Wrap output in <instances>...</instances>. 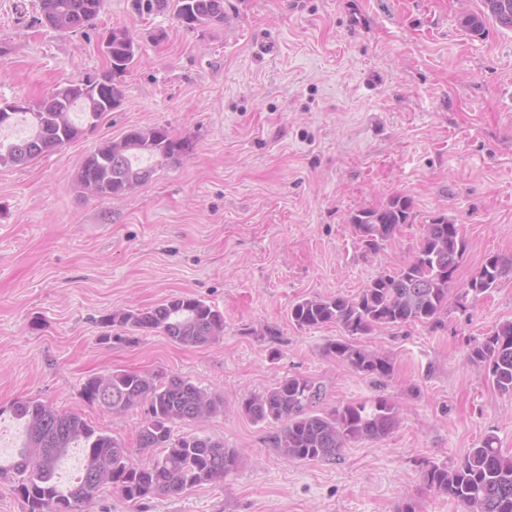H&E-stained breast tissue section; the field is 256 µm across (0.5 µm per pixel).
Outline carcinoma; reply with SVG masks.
I'll use <instances>...</instances> for the list:
<instances>
[{
  "instance_id": "carcinoma-1",
  "label": "carcinoma",
  "mask_w": 512,
  "mask_h": 512,
  "mask_svg": "<svg viewBox=\"0 0 512 512\" xmlns=\"http://www.w3.org/2000/svg\"><path fill=\"white\" fill-rule=\"evenodd\" d=\"M104 0H39L42 20L62 32H76L94 21ZM137 12L172 10L181 25L193 30L224 17V0H133ZM512 31V0H482L478 13L461 17L473 36L486 25ZM112 56L109 72L59 85L26 107L29 132L14 141L0 139V166H23L41 155L80 138L84 129L68 118L81 107L90 125L123 99L122 78L136 63L138 46L127 29L109 32ZM194 151L188 138H178L167 127H134L118 141L88 153L76 172L77 184L102 198L126 195L149 181L156 170ZM411 200L394 196L379 208L353 212L349 223L364 247L375 250L409 223ZM467 248L460 225L444 214L430 218L413 255L402 265L372 278L353 296L304 298L289 311L300 329L336 324L345 339L330 341L325 351L338 364L372 378H389L390 357L367 350L355 341L377 329L416 323L438 324L448 312V295L458 261ZM503 272L501 260L490 255L464 288L462 297L478 296L495 287ZM105 323L127 331H158L188 346H205L224 331V314L202 299L175 297L159 305L115 311ZM468 360L485 368L498 393L512 398V321L501 323L472 347ZM86 401L104 412L123 415L144 410L136 429L139 449L158 453L144 463L132 461V449L82 415L60 411L38 399L13 403L11 412L24 425L26 442L16 457L0 460V476L11 475L13 490L24 512H80L105 486L138 503L157 495L180 496L204 483L219 482L240 466L241 453L224 442L197 433L175 435L179 424H190L224 411V399L179 375L165 380L130 371L91 376L82 386ZM323 390L301 376L277 380L260 395L241 401V412L254 422L275 427L270 439L277 453L293 461H334L353 440H380L397 422L396 404L378 395L348 403L327 414L316 407ZM486 436L461 462L448 467L436 463L423 471L424 484L463 504L468 512H512V457ZM84 452L83 474L71 487L57 481L61 459L69 449Z\"/></svg>"
}]
</instances>
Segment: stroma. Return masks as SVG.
Instances as JSON below:
<instances>
[{
    "label": "stroma",
    "instance_id": "35a3bbf8",
    "mask_svg": "<svg viewBox=\"0 0 512 512\" xmlns=\"http://www.w3.org/2000/svg\"><path fill=\"white\" fill-rule=\"evenodd\" d=\"M131 3L105 0L64 34L35 26L38 0H0V101L102 73L110 29L139 47L119 108L57 151L0 167V408L37 398L132 447L142 410L89 405V376L174 374L223 397L222 414L188 430L241 449L234 473L136 506L106 487L82 512H466L420 473L489 435L512 456V398L467 359L512 320V32L469 36L460 17L481 0H224L223 20L193 30ZM153 125L193 153L118 200L77 185L86 153ZM396 195L413 202L409 223L366 249L349 214ZM435 214L467 242L454 291L487 256L505 271L466 309L449 306L443 326L359 337L394 362L375 386L325 355L340 326L300 329L289 310L356 295L412 255ZM183 295L223 312L219 340L185 346L103 322ZM291 375L322 386L320 411L381 394L398 423L333 462L285 459L239 405Z\"/></svg>",
    "mask_w": 512,
    "mask_h": 512
}]
</instances>
